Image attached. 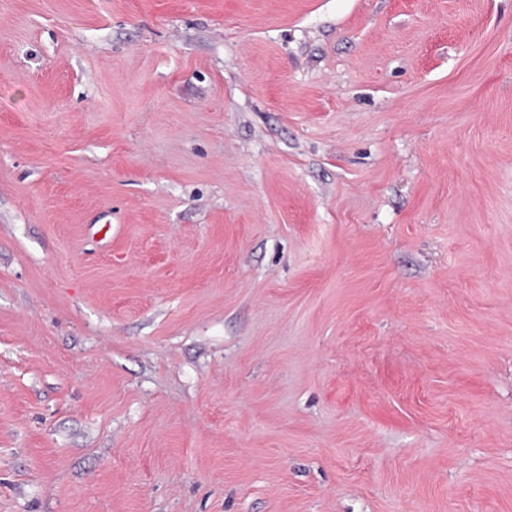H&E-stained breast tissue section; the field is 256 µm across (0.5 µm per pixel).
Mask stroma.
Wrapping results in <instances>:
<instances>
[{"instance_id": "stroma-1", "label": "stroma", "mask_w": 512, "mask_h": 512, "mask_svg": "<svg viewBox=\"0 0 512 512\" xmlns=\"http://www.w3.org/2000/svg\"><path fill=\"white\" fill-rule=\"evenodd\" d=\"M0 512H512V0H0Z\"/></svg>"}]
</instances>
